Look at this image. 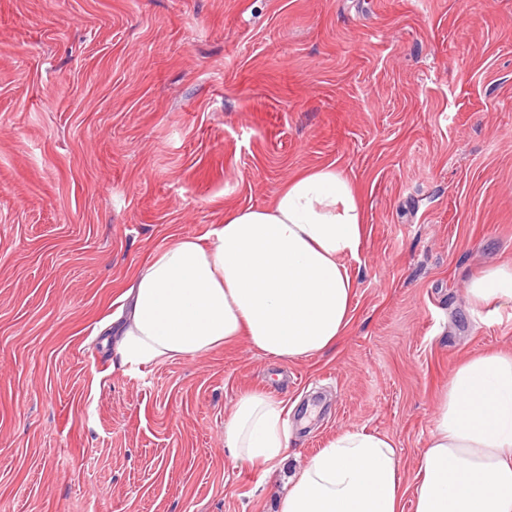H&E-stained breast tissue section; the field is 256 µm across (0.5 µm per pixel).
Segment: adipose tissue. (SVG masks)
Masks as SVG:
<instances>
[{
	"instance_id": "1",
	"label": "adipose tissue",
	"mask_w": 512,
	"mask_h": 512,
	"mask_svg": "<svg viewBox=\"0 0 512 512\" xmlns=\"http://www.w3.org/2000/svg\"><path fill=\"white\" fill-rule=\"evenodd\" d=\"M363 207L335 165L301 172L263 207L225 217L209 244L190 236L158 250L125 293L112 337L124 369L196 357L247 338L294 361L335 347L352 321L348 262L363 240ZM473 304L512 302V267L487 269L467 288ZM287 408L242 393L224 427L236 461L282 472L276 512H512V352L475 355L438 399L414 484L394 442L345 430L315 455L288 460Z\"/></svg>"
}]
</instances>
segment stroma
Instances as JSON below:
<instances>
[{"instance_id":"stroma-1","label":"stroma","mask_w":512,"mask_h":512,"mask_svg":"<svg viewBox=\"0 0 512 512\" xmlns=\"http://www.w3.org/2000/svg\"><path fill=\"white\" fill-rule=\"evenodd\" d=\"M335 164L365 209L353 321L280 361L247 339L126 371L147 259ZM512 0H0V512H275L232 461L259 390L289 457L348 428L413 481L462 359L512 350ZM467 294L476 305L498 301L512 302V267L487 269L469 282Z\"/></svg>"}]
</instances>
